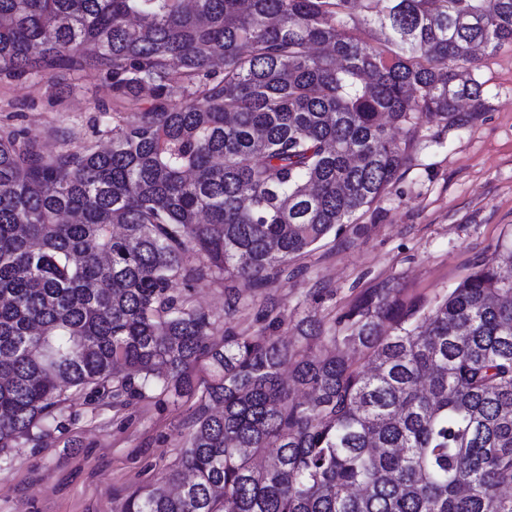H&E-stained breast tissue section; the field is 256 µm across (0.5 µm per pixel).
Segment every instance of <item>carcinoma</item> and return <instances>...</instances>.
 <instances>
[{
  "instance_id": "carcinoma-1",
  "label": "carcinoma",
  "mask_w": 512,
  "mask_h": 512,
  "mask_svg": "<svg viewBox=\"0 0 512 512\" xmlns=\"http://www.w3.org/2000/svg\"><path fill=\"white\" fill-rule=\"evenodd\" d=\"M504 44L512 0H0V75L150 101L105 150L0 130V451L71 389L192 397L205 359L190 478L119 512H512V243L433 303L374 288L291 342L276 317L217 343L176 292L287 278L405 167L392 128L480 117L459 69Z\"/></svg>"
}]
</instances>
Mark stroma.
<instances>
[{
    "instance_id": "35a3bbf8",
    "label": "stroma",
    "mask_w": 512,
    "mask_h": 512,
    "mask_svg": "<svg viewBox=\"0 0 512 512\" xmlns=\"http://www.w3.org/2000/svg\"><path fill=\"white\" fill-rule=\"evenodd\" d=\"M486 103L482 119L457 129L425 123L393 129L408 160L400 177L343 233L288 265L272 290L279 336L310 315L327 322L367 289L398 282L404 298L435 301L455 288L498 244L512 239V46L482 55L475 71ZM108 82L93 71L65 78L0 79V126L28 133L45 153L83 145L109 148L113 116ZM247 305L224 317V293ZM193 302L233 333L262 331L252 288L202 281ZM197 398L171 393L126 406L73 395L61 428L0 460V512H117L119 501L162 482L181 458Z\"/></svg>"
}]
</instances>
